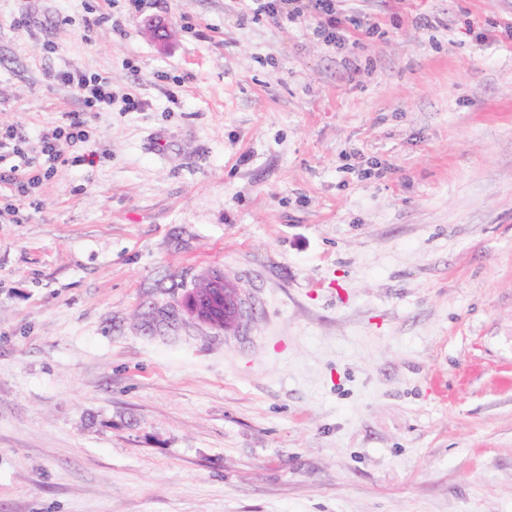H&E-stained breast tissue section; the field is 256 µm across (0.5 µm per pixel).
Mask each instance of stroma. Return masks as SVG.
I'll list each match as a JSON object with an SVG mask.
<instances>
[{"instance_id": "stroma-1", "label": "stroma", "mask_w": 512, "mask_h": 512, "mask_svg": "<svg viewBox=\"0 0 512 512\" xmlns=\"http://www.w3.org/2000/svg\"><path fill=\"white\" fill-rule=\"evenodd\" d=\"M336 8L0 0L29 152L146 104L0 216V512H512V0ZM254 16H262L273 22L294 20L309 14L317 21V33L327 45H336L342 38L339 29L342 21L336 16V0H248ZM53 77L70 88L72 94L80 100L81 110L63 112L60 124L41 135L40 150L34 157L26 153L27 136L21 129H0V163L7 156L17 157L22 162L3 171L0 165V187L2 189L4 185L10 189L11 196L29 197L31 190L53 178L61 158L57 149L59 142L64 140L71 145L86 143L99 112L112 111L119 98L123 103L120 109L122 112L141 111L146 106L145 102L130 93L119 96L112 88V81L100 74L61 71ZM210 288H214L213 292L196 300L192 310L183 308L185 313L190 318L209 326H212L213 319L217 320L223 315L224 323L238 326L246 313L245 298L241 289L225 288L224 279L216 280Z\"/></svg>"}]
</instances>
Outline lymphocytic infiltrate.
I'll list each match as a JSON object with an SVG mask.
<instances>
[{
  "instance_id": "1",
  "label": "lymphocytic infiltrate",
  "mask_w": 512,
  "mask_h": 512,
  "mask_svg": "<svg viewBox=\"0 0 512 512\" xmlns=\"http://www.w3.org/2000/svg\"><path fill=\"white\" fill-rule=\"evenodd\" d=\"M249 8L254 16H264L276 23L304 15L313 17L317 22V33L326 44L333 45L341 40L336 0H250ZM55 79L70 88L80 100L81 108L63 113L59 124L41 135L37 156H28L27 137L21 129L10 127L0 130V162L9 156L16 159L9 169L0 170V186L25 198L44 181L54 177L61 158L59 142L86 143L98 114L112 111L114 104H121L126 112L140 111L145 107L138 97L114 91L111 80L96 73L61 71L56 73Z\"/></svg>"
}]
</instances>
